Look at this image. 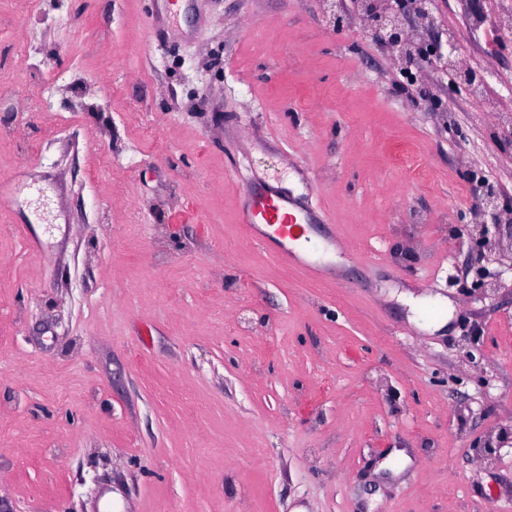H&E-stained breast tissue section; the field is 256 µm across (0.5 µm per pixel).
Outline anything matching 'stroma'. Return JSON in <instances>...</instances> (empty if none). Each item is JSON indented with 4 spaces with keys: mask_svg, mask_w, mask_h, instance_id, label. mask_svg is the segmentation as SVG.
<instances>
[{
    "mask_svg": "<svg viewBox=\"0 0 512 512\" xmlns=\"http://www.w3.org/2000/svg\"><path fill=\"white\" fill-rule=\"evenodd\" d=\"M471 2L405 18L456 45L420 99L355 0H0V512H512V36ZM268 186L322 273L240 223Z\"/></svg>",
    "mask_w": 512,
    "mask_h": 512,
    "instance_id": "1",
    "label": "stroma"
}]
</instances>
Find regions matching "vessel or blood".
Returning <instances> with one entry per match:
<instances>
[{
  "mask_svg": "<svg viewBox=\"0 0 512 512\" xmlns=\"http://www.w3.org/2000/svg\"><path fill=\"white\" fill-rule=\"evenodd\" d=\"M243 223L262 224L266 235L279 245L278 255L288 263L300 261L298 243L307 241L308 215L300 213L288 198L272 193H261L253 200L242 216Z\"/></svg>",
  "mask_w": 512,
  "mask_h": 512,
  "instance_id": "1",
  "label": "vessel or blood"
}]
</instances>
